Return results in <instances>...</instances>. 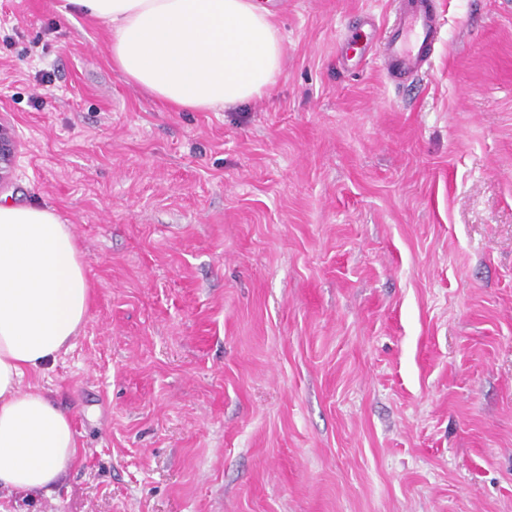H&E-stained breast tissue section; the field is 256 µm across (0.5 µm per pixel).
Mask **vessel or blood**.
<instances>
[{
    "label": "vessel or blood",
    "instance_id": "obj_1",
    "mask_svg": "<svg viewBox=\"0 0 512 512\" xmlns=\"http://www.w3.org/2000/svg\"><path fill=\"white\" fill-rule=\"evenodd\" d=\"M440 29L432 0H396L393 22L379 44L392 83L402 85L430 65Z\"/></svg>",
    "mask_w": 512,
    "mask_h": 512
}]
</instances>
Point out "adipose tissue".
<instances>
[{
	"label": "adipose tissue",
	"instance_id": "adipose-tissue-1",
	"mask_svg": "<svg viewBox=\"0 0 512 512\" xmlns=\"http://www.w3.org/2000/svg\"><path fill=\"white\" fill-rule=\"evenodd\" d=\"M112 31V63L182 110L234 107L276 83L284 39L259 0H67ZM91 288L69 225L0 204V489L52 493L78 461L73 425L25 385L74 344Z\"/></svg>",
	"mask_w": 512,
	"mask_h": 512
}]
</instances>
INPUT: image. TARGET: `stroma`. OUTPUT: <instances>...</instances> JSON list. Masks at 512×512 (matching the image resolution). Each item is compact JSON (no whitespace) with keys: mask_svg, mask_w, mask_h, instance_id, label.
<instances>
[{"mask_svg":"<svg viewBox=\"0 0 512 512\" xmlns=\"http://www.w3.org/2000/svg\"><path fill=\"white\" fill-rule=\"evenodd\" d=\"M65 0H0V202L53 209L93 303L36 379L79 459L0 512H512V0H432L398 87L339 40L390 0H261L263 97L177 111ZM17 150V139L14 129L0 123V185L11 175L13 160Z\"/></svg>","mask_w":512,"mask_h":512,"instance_id":"stroma-1","label":"stroma"}]
</instances>
